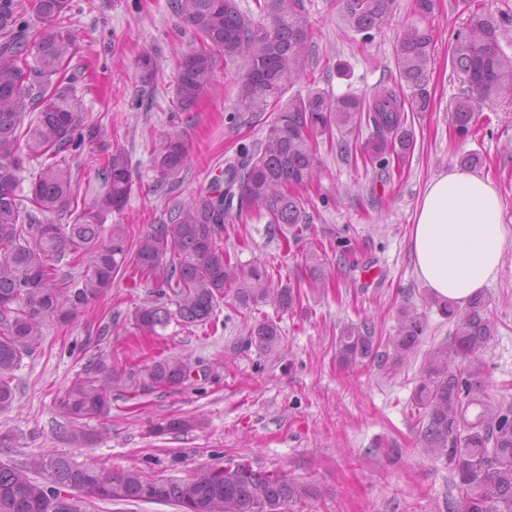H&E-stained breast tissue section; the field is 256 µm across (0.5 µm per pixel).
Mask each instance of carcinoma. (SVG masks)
I'll return each mask as SVG.
<instances>
[{
	"mask_svg": "<svg viewBox=\"0 0 512 512\" xmlns=\"http://www.w3.org/2000/svg\"><path fill=\"white\" fill-rule=\"evenodd\" d=\"M255 3L257 21L239 9L237 0H172L181 28L197 39V46L182 55L176 75L180 109L190 110L211 87L222 56L239 64L241 111L274 116L264 142L228 165L224 181L173 201L135 241L125 225H105L134 187L123 149L93 157L103 191L92 205L72 209L70 157L96 132L85 124L81 99L63 82L75 53L67 25L71 0H8L0 8V411L14 403V372L39 347L44 319L75 314L130 267L150 288L132 314L133 325L147 335L158 334L173 320L186 326L212 323L229 294L244 309L269 299L291 305L300 295V280L274 288L266 268L232 260L224 251V225L256 209L265 212L271 226L286 225L299 237L310 216L291 187L318 177L321 162L313 144L318 135L364 123L372 129L368 156L381 165L411 151L408 113L426 112L431 102L429 29L411 25L403 31L398 79L379 85L367 98H333L319 88L288 97L312 56L310 22L300 0ZM393 4L340 0V13L368 40L388 23ZM507 28H512L511 14L471 10L451 43L460 87L449 107L450 122L461 136L473 128L480 103L501 99L512 104V57L500 43ZM34 158L42 162L25 193L20 176ZM187 159L181 137L161 139L151 152L157 184L179 174ZM67 211L72 223H53L51 216ZM441 311L453 326L452 337L429 353L414 390L420 444L448 464L456 490L448 512H512V402L487 401L482 380V356L496 323L479 294L462 310L445 303ZM423 332L418 316L403 314L396 335L388 339L395 356L413 353ZM248 335L266 351L282 341L272 320L251 325ZM379 347L369 318L344 327L336 337L338 355L350 365L374 360ZM190 372V358L183 353L142 365L89 359L58 404L69 441L78 448L91 442L86 421L109 417L112 396L176 388ZM200 427L197 418L173 419L155 433ZM65 488L78 498L62 496ZM319 494L308 482L257 471L247 463L201 468L180 481L151 479L137 469L114 472L95 460L78 463L65 454L43 456L31 468L0 463V512H79V498L170 503L182 512H305Z\"/></svg>",
	"mask_w": 512,
	"mask_h": 512,
	"instance_id": "cac0c4a2",
	"label": "carcinoma"
}]
</instances>
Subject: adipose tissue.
Returning a JSON list of instances; mask_svg holds the SVG:
<instances>
[{
	"mask_svg": "<svg viewBox=\"0 0 512 512\" xmlns=\"http://www.w3.org/2000/svg\"><path fill=\"white\" fill-rule=\"evenodd\" d=\"M506 246L490 178L445 170L419 198L411 226L418 277L439 298L466 303L496 280Z\"/></svg>",
	"mask_w": 512,
	"mask_h": 512,
	"instance_id": "ef3b65f1",
	"label": "adipose tissue"
}]
</instances>
